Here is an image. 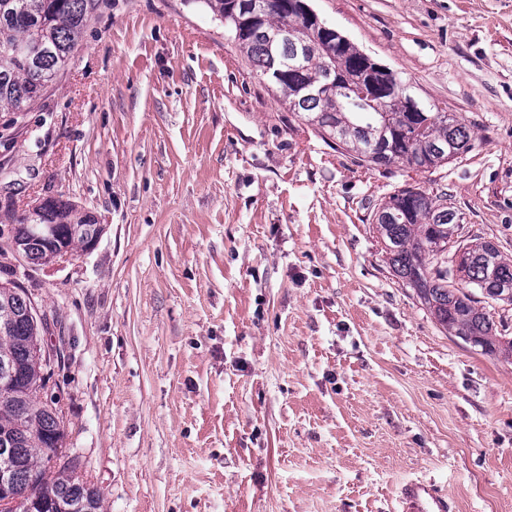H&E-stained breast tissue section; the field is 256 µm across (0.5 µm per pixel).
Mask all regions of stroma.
<instances>
[{"mask_svg":"<svg viewBox=\"0 0 512 512\" xmlns=\"http://www.w3.org/2000/svg\"><path fill=\"white\" fill-rule=\"evenodd\" d=\"M474 148L360 163L280 104L205 0H99L68 69L0 112V283L59 355L63 453L104 512H512V364L449 336L393 275L375 204L447 195L512 255V0H306ZM94 212L37 265L11 217ZM400 512H450L448 498L430 483L410 482L402 486Z\"/></svg>","mask_w":512,"mask_h":512,"instance_id":"35a3bbf8","label":"stroma"}]
</instances>
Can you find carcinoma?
Wrapping results in <instances>:
<instances>
[{"instance_id":"carcinoma-1","label":"carcinoma","mask_w":512,"mask_h":512,"mask_svg":"<svg viewBox=\"0 0 512 512\" xmlns=\"http://www.w3.org/2000/svg\"><path fill=\"white\" fill-rule=\"evenodd\" d=\"M96 2L0 0V112H22L40 99L68 66L95 18ZM206 2L226 21L257 76L265 78L272 64L280 65L282 75L274 86L281 104L359 161L428 170L474 148L475 134L455 114L410 112L404 92L354 103L363 71L361 51L351 42L338 49L295 36L304 25L297 0H276L251 24L229 18L231 0ZM311 85L326 86L324 95H308ZM35 215H14L12 237L23 239L24 252L36 264L49 263V254L59 247L82 242L54 237L51 225L92 223L60 198ZM461 221L448 197L408 186L374 206L372 230L394 275L446 333L512 364V336L502 334L483 307L490 302L512 306V258L482 237L457 238ZM28 224L38 228L31 232ZM461 247L467 260L448 265V255ZM31 308L19 289L0 284V465H9L13 489L43 512H102L100 492L80 480L71 465L50 471L64 431L58 409L40 398L54 355L42 350L44 324Z\"/></svg>"}]
</instances>
